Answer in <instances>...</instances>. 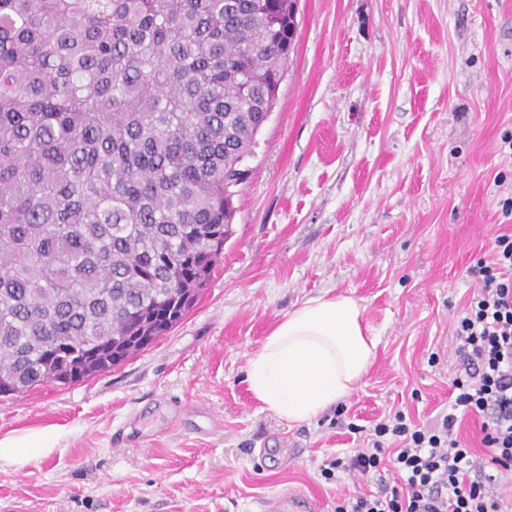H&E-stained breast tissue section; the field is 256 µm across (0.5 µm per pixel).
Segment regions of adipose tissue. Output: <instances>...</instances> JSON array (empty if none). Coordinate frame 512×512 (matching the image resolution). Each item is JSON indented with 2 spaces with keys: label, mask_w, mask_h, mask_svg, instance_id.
Listing matches in <instances>:
<instances>
[{
  "label": "adipose tissue",
  "mask_w": 512,
  "mask_h": 512,
  "mask_svg": "<svg viewBox=\"0 0 512 512\" xmlns=\"http://www.w3.org/2000/svg\"><path fill=\"white\" fill-rule=\"evenodd\" d=\"M376 347L355 300L313 298L285 314L249 354L245 381L278 418L308 423L361 385ZM54 447L53 428L13 432L0 438V464L20 470L48 457Z\"/></svg>",
  "instance_id": "ef3b65f1"
}]
</instances>
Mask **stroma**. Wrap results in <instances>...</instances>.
<instances>
[{
  "label": "stroma",
  "mask_w": 512,
  "mask_h": 512,
  "mask_svg": "<svg viewBox=\"0 0 512 512\" xmlns=\"http://www.w3.org/2000/svg\"><path fill=\"white\" fill-rule=\"evenodd\" d=\"M295 51L224 254L196 304L130 361L0 396V437L53 427L48 457L0 466V512H334L374 491L321 471L348 422L450 401L453 315L512 196V0H298ZM347 295L378 340L365 382L301 425L253 398L248 354L309 299ZM437 364H430L431 354ZM200 403L202 433L171 425Z\"/></svg>",
  "instance_id": "obj_1"
}]
</instances>
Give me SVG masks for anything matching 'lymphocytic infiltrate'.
Returning a JSON list of instances; mask_svg holds the SVG:
<instances>
[{"label": "lymphocytic infiltrate", "mask_w": 512, "mask_h": 512, "mask_svg": "<svg viewBox=\"0 0 512 512\" xmlns=\"http://www.w3.org/2000/svg\"><path fill=\"white\" fill-rule=\"evenodd\" d=\"M468 274L478 287L454 319L447 412L423 425L400 410L366 430L349 424L363 446L332 460L325 478L389 472L398 483L338 499L335 512H512V233L496 234ZM466 416L482 420L480 451L460 434Z\"/></svg>", "instance_id": "f902f5d3"}]
</instances>
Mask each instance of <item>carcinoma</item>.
<instances>
[{
    "instance_id": "obj_1",
    "label": "carcinoma",
    "mask_w": 512,
    "mask_h": 512,
    "mask_svg": "<svg viewBox=\"0 0 512 512\" xmlns=\"http://www.w3.org/2000/svg\"><path fill=\"white\" fill-rule=\"evenodd\" d=\"M296 0H0V396L176 326L232 234Z\"/></svg>"
}]
</instances>
